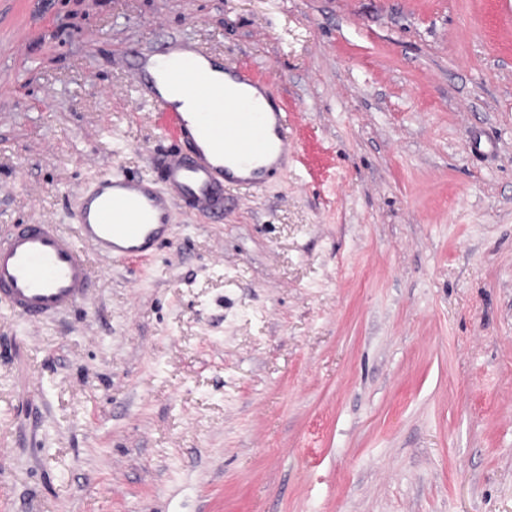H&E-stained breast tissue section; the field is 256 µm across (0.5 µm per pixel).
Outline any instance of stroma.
<instances>
[{
	"mask_svg": "<svg viewBox=\"0 0 512 512\" xmlns=\"http://www.w3.org/2000/svg\"><path fill=\"white\" fill-rule=\"evenodd\" d=\"M168 37L298 152L0 308V512H512V0H0V229L153 172L130 55Z\"/></svg>",
	"mask_w": 512,
	"mask_h": 512,
	"instance_id": "obj_1",
	"label": "stroma"
}]
</instances>
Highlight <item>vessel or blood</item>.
I'll list each match as a JSON object with an SVG mask.
<instances>
[{
	"label": "vessel or blood",
	"mask_w": 512,
	"mask_h": 512,
	"mask_svg": "<svg viewBox=\"0 0 512 512\" xmlns=\"http://www.w3.org/2000/svg\"><path fill=\"white\" fill-rule=\"evenodd\" d=\"M158 59L165 63L162 79L175 91L196 101L224 98V111L174 110L151 73ZM206 59L173 38L135 55L136 90L171 134V147L156 158L153 176L107 175L80 194L76 235L55 224L0 231V306L26 320L74 309L92 284L90 254L151 255L169 237L176 203L222 218L226 189L259 188L266 162L281 165L295 152L287 113L265 110L266 90L251 71L229 68L221 82Z\"/></svg>",
	"instance_id": "vessel-or-blood-1"
}]
</instances>
